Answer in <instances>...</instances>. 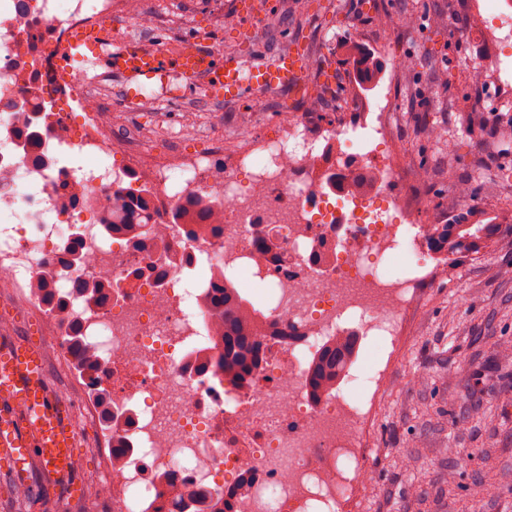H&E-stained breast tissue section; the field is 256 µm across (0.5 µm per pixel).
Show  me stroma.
<instances>
[{"label": "stroma", "mask_w": 512, "mask_h": 512, "mask_svg": "<svg viewBox=\"0 0 512 512\" xmlns=\"http://www.w3.org/2000/svg\"><path fill=\"white\" fill-rule=\"evenodd\" d=\"M289 0L256 5L253 31L225 25L232 0H143L160 21L143 44L168 53L198 43L218 58L269 60L283 43L309 47L308 85L332 71L333 102L320 105L317 125L345 108L347 124L362 116L361 101L380 95L396 100L389 116L406 166L390 190H417L427 210L460 219L482 212L500 223L499 236L480 253L451 261L446 277L423 288L406 336L395 346L372 340L366 365L393 356L392 383L382 394L366 461L376 471L362 496V512H512V89L493 93L472 86L470 72L491 65L494 46L473 23L467 0H310L306 13L288 11ZM441 15L439 27L405 25L407 16ZM356 45L378 68L368 81L347 63ZM93 75H106L98 95L111 109L112 125L138 131L144 144L161 141L167 129L192 125L199 136L179 141L181 150L203 154L209 139L233 153L249 131L241 114L269 126L280 113L304 112L302 97L288 92L217 105L188 81L168 98L160 82L154 96L127 103L125 78L100 60ZM439 137H432V130ZM471 195L459 199L461 185ZM10 336H40L42 319L17 296L0 292V319ZM467 456L459 467L458 456ZM99 458L89 440L78 454L82 496L73 499L46 487L31 473V495L0 499V512H112L97 498Z\"/></svg>", "instance_id": "35a3bbf8"}]
</instances>
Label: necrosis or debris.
Listing matches in <instances>:
<instances>
[{
    "label": "necrosis or debris",
    "mask_w": 512,
    "mask_h": 512,
    "mask_svg": "<svg viewBox=\"0 0 512 512\" xmlns=\"http://www.w3.org/2000/svg\"><path fill=\"white\" fill-rule=\"evenodd\" d=\"M470 4L496 47L491 88L512 87V4ZM129 11V0H0V286L29 295L79 385L111 393L112 430L96 446L113 512H175L171 482L221 491L232 512H355L373 479L364 459L388 365L351 362L316 401L308 370L350 336L396 343L425 283L448 273L447 258L418 247L432 233L422 203L387 192L404 164L386 147L395 105L374 99L361 125L323 130L310 115L282 113L273 134L245 141L220 168L203 154L141 146L135 132L115 134L92 87L65 65L74 28ZM35 112L46 113V131L29 153L21 134ZM74 152L86 166L68 164ZM130 180L152 192L153 223L139 239L99 222ZM195 199L222 218L204 240L168 221ZM271 224L285 237L265 255L257 242ZM75 238L82 259L72 270L63 260ZM157 258L170 269L161 280ZM219 274L265 287L262 301L243 293L268 338L246 384L199 370L217 335L200 287ZM79 279L107 283L109 301L82 313L78 346L40 287L70 296Z\"/></svg>",
    "instance_id": "obj_1"
}]
</instances>
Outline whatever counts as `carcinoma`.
I'll list each match as a JSON object with an SVG mask.
<instances>
[{
	"label": "carcinoma",
	"mask_w": 512,
	"mask_h": 512,
	"mask_svg": "<svg viewBox=\"0 0 512 512\" xmlns=\"http://www.w3.org/2000/svg\"><path fill=\"white\" fill-rule=\"evenodd\" d=\"M116 201L121 205V214L115 218H105L103 227L133 238L143 236L152 220L150 188L130 185L118 191ZM211 218L210 207L198 201H189L171 213L170 223L183 226L185 233L194 237L215 230ZM499 232L498 224H437L433 228L429 246L448 256L462 251L478 253L486 240L496 238ZM100 288V284L79 282L73 294L83 300L85 309L100 308L105 306ZM203 301L209 315L221 318L224 323V341L220 345L221 352L213 361V372L231 374L249 382L262 361L265 338L244 314V299L232 284L217 278L203 290ZM355 353L354 340L350 337L341 344L322 350L308 375V387L313 399H319L327 387L336 382V372L343 369ZM170 493L178 512H185L194 504L203 505L197 512H226L224 497L217 492L206 499L198 490L188 493L173 485Z\"/></svg>",
	"instance_id": "1"
}]
</instances>
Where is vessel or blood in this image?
I'll use <instances>...</instances> for the list:
<instances>
[{
    "label": "vessel or blood",
    "mask_w": 512,
    "mask_h": 512,
    "mask_svg": "<svg viewBox=\"0 0 512 512\" xmlns=\"http://www.w3.org/2000/svg\"><path fill=\"white\" fill-rule=\"evenodd\" d=\"M110 26L74 29L70 58L96 55ZM303 43L259 65H241L233 59L193 45L165 54L144 44H129L113 53L110 69L128 76L123 88L127 101L139 100V84L172 69L209 99L234 103L247 96L276 90H298L307 72ZM75 425L69 411L54 396L43 348L22 337L0 339V464L10 476L24 481L28 464L37 463L43 482L76 496L81 492L77 477Z\"/></svg>",
    "instance_id": "b4317fda"
}]
</instances>
